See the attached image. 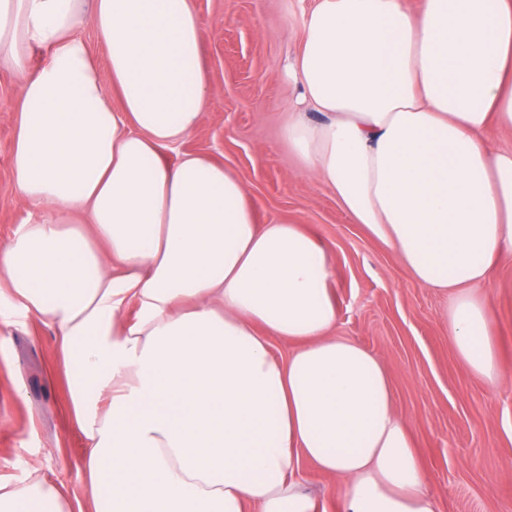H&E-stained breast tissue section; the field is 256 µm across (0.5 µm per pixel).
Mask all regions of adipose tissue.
<instances>
[{"mask_svg": "<svg viewBox=\"0 0 512 512\" xmlns=\"http://www.w3.org/2000/svg\"><path fill=\"white\" fill-rule=\"evenodd\" d=\"M202 42L194 0H0L28 208L0 278L55 332L94 512H321L308 463L336 512H439L386 361L338 333L327 242L259 223L209 156L165 158L211 103ZM287 73L321 115L285 129L307 174L444 298L455 352L500 387L512 148L488 133L512 130V0H316ZM0 512L73 508L36 483ZM81 36L85 39V41L89 44L92 52L97 58L98 65L100 68V73L103 81L109 82V72L106 60L105 50L100 43L98 37L96 36L91 25H85L81 30ZM303 487L305 491L322 500L327 512L335 510V482L320 473L312 465H306L303 472Z\"/></svg>", "mask_w": 512, "mask_h": 512, "instance_id": "obj_1", "label": "adipose tissue"}]
</instances>
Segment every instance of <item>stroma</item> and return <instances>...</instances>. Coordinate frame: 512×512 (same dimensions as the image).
<instances>
[{
    "mask_svg": "<svg viewBox=\"0 0 512 512\" xmlns=\"http://www.w3.org/2000/svg\"><path fill=\"white\" fill-rule=\"evenodd\" d=\"M212 101L168 160L201 152L247 187L259 222L302 224L332 251L338 332L389 364L395 405L408 419L440 512H512V262L496 291L505 386L475 378L448 342L444 301L312 183L284 135L294 111L286 65L314 0H195ZM16 80L0 74V246L27 216L10 155ZM52 328L16 318L0 337V485L44 481L92 512L82 436L67 412Z\"/></svg>",
    "mask_w": 512,
    "mask_h": 512,
    "instance_id": "obj_1",
    "label": "stroma"
}]
</instances>
